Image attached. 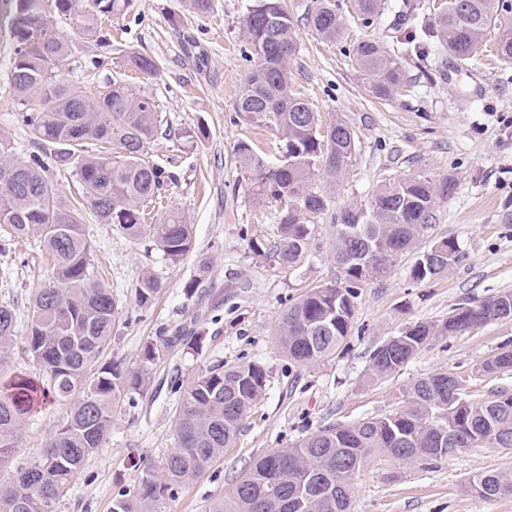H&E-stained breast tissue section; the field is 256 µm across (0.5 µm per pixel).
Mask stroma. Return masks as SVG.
I'll list each match as a JSON object with an SVG mask.
<instances>
[{"label": "stroma", "instance_id": "35a3bbf8", "mask_svg": "<svg viewBox=\"0 0 512 512\" xmlns=\"http://www.w3.org/2000/svg\"><path fill=\"white\" fill-rule=\"evenodd\" d=\"M250 3L216 0L212 11L192 17L185 15L183 0H131L125 15L102 24L111 61L100 68L92 65L104 51L98 43L72 44L67 78L93 90L118 79L155 99L150 154L174 180L150 218L159 220L169 209L183 214L194 226V249L173 265L150 240L130 239L87 217L94 272L118 302L105 361L131 367L152 338L174 342L161 349L146 393L118 408L104 447L74 475L58 512H110L119 492L137 486L140 461H158L173 448L183 388L218 362L258 363L269 385L244 419L236 446L199 481L166 499L164 512H208L256 457L332 423L393 412L403 405L405 389L428 375L454 373L474 401L512 393L511 371L487 374L481 368L500 345L512 342V319L431 337L399 372L367 378L372 352L390 338L419 322L442 323L461 303L512 292V139L503 133L512 117V63L489 44L463 67L446 54L426 63L408 57V95L377 100L365 92L351 49L366 37L390 41L391 15L368 28L349 22L344 39L331 43L307 24L313 0H286L296 30L292 91L323 122L343 118L358 134L350 163L326 193V211L314 220L304 261L286 269L276 255L250 248L254 239L274 241L277 206L253 200L234 156L242 139L267 158L276 155L274 135L234 110L249 67L242 19ZM132 48L155 57L157 76L147 79L125 68L123 53ZM10 49L8 29L0 24V132L27 155L36 146L15 117ZM411 176L454 177V193L436 204L418 248L450 237L462 260L445 276L420 283L410 277L413 255L399 257L385 276L359 288L351 329L336 354L307 366L291 362L279 345L282 314L309 288L340 277L331 246L334 216L348 204L367 202L381 180ZM202 255L211 260L204 271L198 266ZM147 272L162 290L142 308L136 288ZM51 277L38 239L9 242L0 230V305L13 308L17 338L27 334L34 289ZM189 334L201 336L199 350L186 342ZM64 413L50 402L26 420L19 451L0 460V488L40 453ZM493 468L512 470V450L483 444L421 465L380 456L356 478L351 512H512V496L481 501L465 490L472 475Z\"/></svg>", "mask_w": 512, "mask_h": 512}]
</instances>
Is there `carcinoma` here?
<instances>
[{
    "mask_svg": "<svg viewBox=\"0 0 512 512\" xmlns=\"http://www.w3.org/2000/svg\"><path fill=\"white\" fill-rule=\"evenodd\" d=\"M79 0H55L59 16L74 19L73 33L57 32L44 0H0L7 21L13 58L10 86L21 104L35 100L40 110L22 113L31 141L39 151L25 158L0 136V226L12 237L39 239L51 256L52 279L36 289L30 301L24 352L47 382L24 373L0 386V460L18 447L27 415L52 399L69 408L55 424L40 455L17 469L0 493V512H57L73 475L103 447L112 430V415L125 400L141 396L150 384V367L159 346L176 336L145 343L138 365L122 368L100 359L112 343L118 303L91 270L92 245L84 215L113 224L131 239H151L173 263L193 250V225L175 211L163 222H145L144 207L158 200L174 176L151 162L156 105L148 95L120 80L90 91L65 77L72 36L100 39L105 16H118L129 0H93L87 11ZM501 0H442L425 8L403 0L401 13L411 38L400 48L365 39L352 48L363 86L378 100L392 98L406 82L403 57H423L441 49L462 64L477 55L491 27L497 25ZM392 5L388 0H315L307 23L325 41L343 39L347 21L368 27ZM253 62L244 78L235 112L247 123L278 138V162L270 164L255 144L234 147L239 166L250 174L248 190L258 201L282 205L277 216L276 252L291 268L306 256L311 217L326 209L323 190L336 184L355 151L358 135L338 117L324 124L304 98L290 90V61L281 48L296 45L293 18L284 0H253L242 20ZM497 55L512 62V28L498 32ZM126 68L148 78L157 74L153 57L140 51L124 55ZM74 167L83 196L73 203L48 186V161ZM456 183L437 184L417 176L381 184L372 198L347 206L332 225V247L342 279L309 289L282 315L279 344L288 359L308 365L336 352L349 334L357 292L374 280L365 256L374 252L388 265L414 249L432 218L437 198L449 197ZM448 273L433 248L417 253L413 280L424 282ZM162 288L145 274L137 302L147 307ZM458 313L439 325L417 323L399 341L389 340L373 353L369 376L381 379L400 370L430 337L456 334L512 315V293L478 304L461 303ZM15 313L0 305V357L16 345ZM486 373L512 370V348L500 347L485 361ZM453 374L435 373L406 390L405 405L354 423L336 422L288 448L257 458L239 479L211 503L209 512H350L354 480L372 458L387 455L415 463L448 457L477 441L499 445L512 440V394L461 403L452 397ZM267 372L256 363L202 371L183 392L174 420V448L141 469L137 488L112 499L111 512H161L160 503L201 479L208 468L235 445L242 422L267 386ZM468 490L479 500L512 496V471L488 469L472 475Z\"/></svg>",
    "mask_w": 512,
    "mask_h": 512,
    "instance_id": "carcinoma-1",
    "label": "carcinoma"
}]
</instances>
